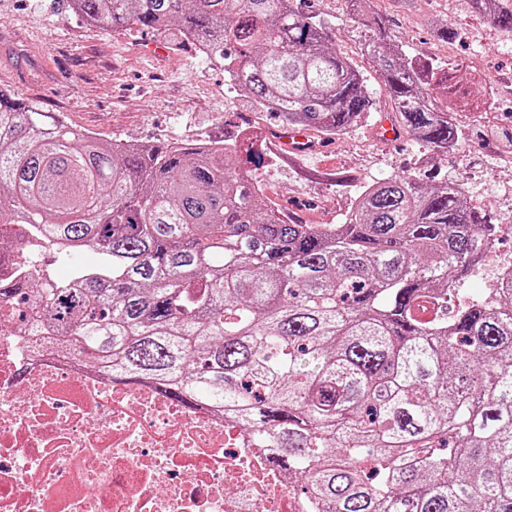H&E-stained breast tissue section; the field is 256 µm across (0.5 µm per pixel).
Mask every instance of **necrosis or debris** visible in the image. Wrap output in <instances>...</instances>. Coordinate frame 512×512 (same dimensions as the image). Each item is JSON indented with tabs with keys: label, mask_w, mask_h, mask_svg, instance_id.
Returning a JSON list of instances; mask_svg holds the SVG:
<instances>
[{
	"label": "necrosis or debris",
	"mask_w": 512,
	"mask_h": 512,
	"mask_svg": "<svg viewBox=\"0 0 512 512\" xmlns=\"http://www.w3.org/2000/svg\"><path fill=\"white\" fill-rule=\"evenodd\" d=\"M37 314L0 336V512H322L284 449L74 362Z\"/></svg>",
	"instance_id": "4bbe7bcc"
}]
</instances>
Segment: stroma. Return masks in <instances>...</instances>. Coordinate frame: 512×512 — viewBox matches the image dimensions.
I'll use <instances>...</instances> for the list:
<instances>
[{"mask_svg":"<svg viewBox=\"0 0 512 512\" xmlns=\"http://www.w3.org/2000/svg\"><path fill=\"white\" fill-rule=\"evenodd\" d=\"M301 6L328 22L337 50L377 89L360 51L372 29L350 15L345 0H302ZM372 9L387 16L408 54L456 65L457 80L490 98V106L456 113L459 151L438 156L408 134L395 144L381 142L375 126L387 112L382 106L308 156L288 161L271 138L255 140L263 157L255 176L310 224L339 223L363 185L423 169L463 187L475 206L502 219L512 211V163L504 159L512 150V33L472 12L469 0H417L405 13L392 0H374ZM435 17L456 29L455 40L433 38L426 21ZM0 88L108 140L195 142L236 135L249 123L276 126L193 45L168 33L92 27L68 0H0ZM326 173L341 174L344 184L323 181Z\"/></svg>","mask_w":512,"mask_h":512,"instance_id":"35a3bbf8","label":"stroma"}]
</instances>
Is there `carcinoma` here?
<instances>
[{
    "mask_svg": "<svg viewBox=\"0 0 512 512\" xmlns=\"http://www.w3.org/2000/svg\"><path fill=\"white\" fill-rule=\"evenodd\" d=\"M363 47L403 128L446 156L462 133L433 95L469 106L449 67L409 56L369 0ZM512 30V0H472ZM104 30L174 33L281 125L319 140L376 100L328 24L296 0H70ZM237 139L122 145L75 133L0 90V226L74 265L0 300L75 341L114 379L151 381L288 451L329 512H512V270L459 284L494 246L490 214L453 182L394 175L339 224L283 218ZM91 253L102 262L80 260Z\"/></svg>",
    "mask_w": 512,
    "mask_h": 512,
    "instance_id": "obj_1",
    "label": "carcinoma"
}]
</instances>
